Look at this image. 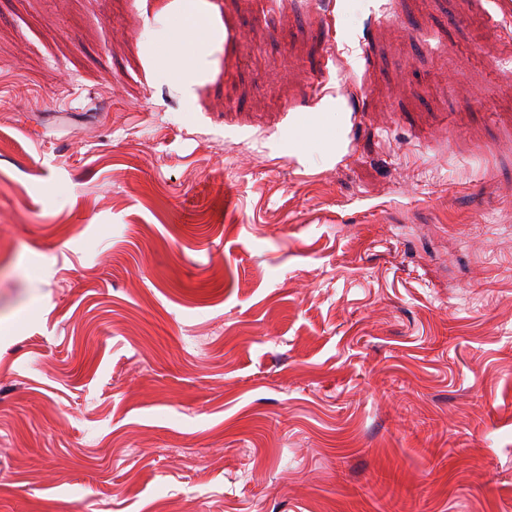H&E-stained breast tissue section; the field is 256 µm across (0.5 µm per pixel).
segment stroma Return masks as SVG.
<instances>
[{
  "instance_id": "1",
  "label": "stroma",
  "mask_w": 512,
  "mask_h": 512,
  "mask_svg": "<svg viewBox=\"0 0 512 512\" xmlns=\"http://www.w3.org/2000/svg\"><path fill=\"white\" fill-rule=\"evenodd\" d=\"M162 506L512 512V0H0V512Z\"/></svg>"
}]
</instances>
